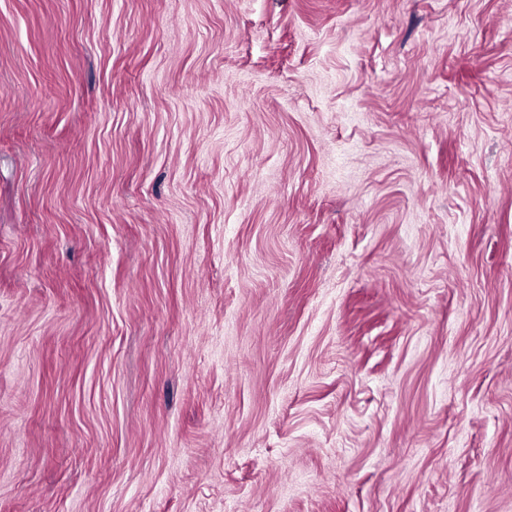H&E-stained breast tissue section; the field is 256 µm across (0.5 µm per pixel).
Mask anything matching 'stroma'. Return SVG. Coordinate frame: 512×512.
<instances>
[{"mask_svg": "<svg viewBox=\"0 0 512 512\" xmlns=\"http://www.w3.org/2000/svg\"><path fill=\"white\" fill-rule=\"evenodd\" d=\"M0 512H512V0H0Z\"/></svg>", "mask_w": 512, "mask_h": 512, "instance_id": "stroma-1", "label": "stroma"}]
</instances>
